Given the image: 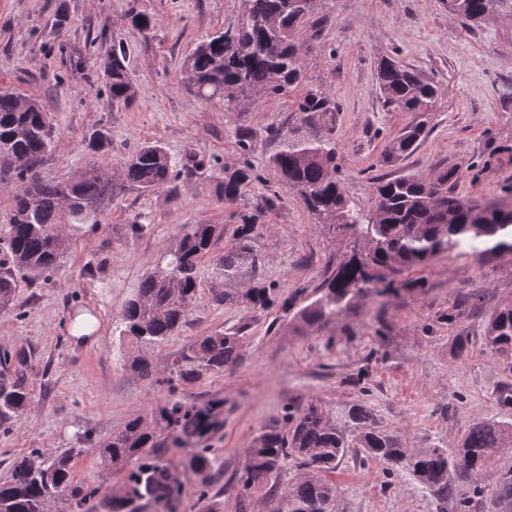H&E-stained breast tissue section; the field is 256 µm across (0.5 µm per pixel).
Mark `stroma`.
<instances>
[{
    "mask_svg": "<svg viewBox=\"0 0 512 512\" xmlns=\"http://www.w3.org/2000/svg\"><path fill=\"white\" fill-rule=\"evenodd\" d=\"M238 0H0V88L37 98L60 132L55 155L40 170L45 181L70 182L93 161L87 147L96 130L112 150L105 178L108 196L93 201L96 224L70 234V247L45 283L20 282L14 309L0 311V350H24L33 397L28 413L0 429V481L21 458L74 448L83 432L108 440L130 418L178 397L202 407L220 402L218 427L199 442L217 464L189 473L191 485L178 512H270L268 483L243 488L246 455L260 429L282 419L289 406L321 405L347 435L355 430L353 405L367 407L382 429L407 448L455 450L465 430L480 421H503L498 389L512 386V361L490 352L482 339L489 314L512 301V258L469 251L403 271L411 290L366 296L324 322L299 328L288 300L305 305L335 269L345 241L317 224L299 196L282 184L270 160L279 133L300 129L336 144L339 176L350 201L374 204L372 178L424 176L456 166V193L480 202L502 197L512 184V19L466 22L447 0H323L319 18L302 35L304 81L326 92L334 112L302 121L299 89L248 112H228L184 86L183 57L208 33L234 25ZM154 20L144 34L126 27L129 14ZM122 34L134 98L113 104L96 59L112 49L101 30ZM392 58L437 83L438 110L415 151L393 164L382 161L387 142L407 120L388 109L376 69ZM145 142L160 143L174 161L193 155L205 167L184 175L173 192L143 193L123 176L121 162ZM250 163L256 179L242 197L225 202V169ZM278 195L275 207L265 200ZM151 222L139 237L134 214ZM258 229L255 277L227 283L231 299L215 305L209 266L188 324L164 345L139 349L117 324L124 302L146 269L172 247L185 224H220L232 235L243 220ZM270 288L259 309L248 288ZM456 320H449V313ZM79 313L95 316L94 340L68 333ZM245 328L239 359L223 372L175 391L155 387L133 371L143 355L155 376L196 337ZM466 351H458V337ZM363 384H353L360 367ZM76 481L121 484L127 466L87 453L74 461ZM330 478L339 490L335 512H455L436 504L429 490L400 466L362 457L350 448ZM209 491L199 499L195 487Z\"/></svg>",
    "mask_w": 512,
    "mask_h": 512,
    "instance_id": "stroma-1",
    "label": "stroma"
}]
</instances>
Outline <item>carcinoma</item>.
Segmentation results:
<instances>
[{
	"mask_svg": "<svg viewBox=\"0 0 512 512\" xmlns=\"http://www.w3.org/2000/svg\"><path fill=\"white\" fill-rule=\"evenodd\" d=\"M322 0H239L236 24L199 40L185 55L186 87L206 101L224 103V110L246 112L295 88L303 80L301 35L318 14ZM448 7L473 24L495 16L512 18V0H448ZM123 38L112 53L99 60L112 103L127 105L133 84L125 64ZM384 104L404 112L408 121L388 141L386 163L408 156L437 110L438 89L415 70L393 59L377 67ZM296 111L334 112L335 101L309 88ZM59 130L37 99L17 89L0 90V159L45 164L53 155ZM271 163L284 184L301 197L317 223L348 239L349 253L316 289L317 297L295 318L317 325L348 308L354 300L391 291L401 272L427 266L435 257L469 249L482 255L512 256V200L478 202L454 192L459 170L450 165L429 176L374 180L375 202L361 209L345 196L337 178L336 145L329 139H309L295 130L282 139ZM104 164L88 165L72 183H45L24 166L14 168L20 195L6 222L0 225V309L14 305L21 280L46 277L66 253L69 241L62 228L78 231L100 222L90 203L107 188ZM203 161L190 156L178 165L157 142L144 143L122 161L125 179L144 192L171 190L181 173L193 174ZM256 179L247 166L224 170V200L233 202ZM256 225H237L224 241L222 224H186L170 250L152 264L121 313L119 335L158 347L179 332L200 291V266L213 265L219 281L251 275L258 263L252 238ZM224 248L217 249L219 242ZM245 298L266 308L270 289L250 288ZM484 344L492 352L512 357V304L496 308L484 329ZM242 337L215 332L192 340L172 361L169 376L155 381L169 388L221 372L240 357ZM26 356L0 352V426L21 417L31 402ZM350 418L358 430L361 451L388 466L400 465L425 485L439 502L455 503L457 512H476L483 498L482 471L499 449L512 447V422L470 425L453 453L441 448L409 450L393 434L380 429L366 407L356 405ZM208 414L170 399L163 406L129 420L100 444L88 434L82 443L114 464H132L124 483L112 489V512H126L135 501L150 499L166 505L185 488L182 472L168 456V446L185 448L202 436ZM350 447L348 437L326 412L311 403L292 409L283 421L263 426L248 449L242 484L277 476L291 460L301 474L273 494L271 512H335L338 488L326 480ZM83 452L69 448L59 454L23 459L9 479L0 482V512H79L102 488L88 490L74 479L73 461ZM214 465L209 448H193L189 466L197 471ZM467 483L462 490L459 482ZM493 500L512 501V467L502 475Z\"/></svg>",
	"mask_w": 512,
	"mask_h": 512,
	"instance_id": "1",
	"label": "carcinoma"
}]
</instances>
